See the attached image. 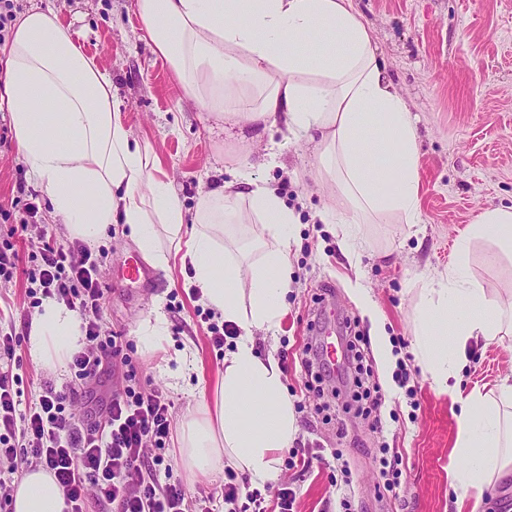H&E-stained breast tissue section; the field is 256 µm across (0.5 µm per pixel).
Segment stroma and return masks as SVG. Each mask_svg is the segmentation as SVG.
<instances>
[{
    "mask_svg": "<svg viewBox=\"0 0 512 512\" xmlns=\"http://www.w3.org/2000/svg\"><path fill=\"white\" fill-rule=\"evenodd\" d=\"M134 0H14L15 12L32 6L53 9L70 24L85 51L107 68L112 87L127 111L140 143L150 145L180 197L194 214L201 191L232 180L241 149L236 137L188 100L162 59L141 40ZM372 34L385 74L416 118L419 137V221L363 224L353 247H345L333 225L318 210L328 206L329 187L318 183L311 155L302 143L284 142L280 133L258 138L244 127L246 139H259L278 162L260 175L274 184L300 216L292 245L293 285L279 328L258 334L261 354L287 356L284 371L299 426L296 447L308 450L309 466L282 468L265 496L274 512L281 486L296 492V512H341L348 499L352 512H512V487L471 496L457 505L449 471L460 406L438 393L423 373L412 320L428 278L456 264L461 232L491 206L512 205V0H354ZM240 135V136H241ZM9 115L0 112V238H6L26 203L39 208L35 226L20 252L35 251L40 234L67 241L63 225L50 214L41 188L26 179ZM103 288L102 316L127 346L136 381L162 389L173 421L192 408L201 391L211 390L223 367L209 339L199 306L188 292L191 270L171 262L153 269L148 287L129 288L116 277L137 249L125 224L112 225L99 243ZM468 271L498 294L512 298V257L490 244L471 246ZM30 284L22 274L0 280V330L27 337L37 311L30 305ZM335 301L336 311L355 323L367 340L366 387L380 388L382 430L347 395L333 396L335 380L313 387L302 366L304 345L313 343L320 299ZM168 323L171 361L160 367L142 353L138 325L153 312ZM181 379L172 382L169 370ZM15 373L23 379V401L33 404L46 386L76 389L73 411L97 409L108 390L125 386L122 371L88 386L70 371L52 374L34 365L26 345L16 349ZM512 378V335L469 356L459 387L487 393ZM401 463L395 493L378 496L375 457L380 449ZM170 481L185 492L187 512L208 499L211 512H224L221 489L228 471L217 467L190 475L170 442Z\"/></svg>",
    "mask_w": 512,
    "mask_h": 512,
    "instance_id": "1",
    "label": "stroma"
}]
</instances>
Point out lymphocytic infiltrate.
I'll return each instance as SVG.
<instances>
[{"mask_svg": "<svg viewBox=\"0 0 512 512\" xmlns=\"http://www.w3.org/2000/svg\"><path fill=\"white\" fill-rule=\"evenodd\" d=\"M36 214V206H28L0 242V278L24 274L43 297L79 313L87 344L72 355L69 369L77 380L95 382L127 360L121 336L102 323L99 258L80 241L48 239L24 264L15 241ZM20 383L12 370L0 369V458L39 460L63 489L70 512H87L91 499L114 512H184V491L165 480L171 403L162 390L126 386L111 394L102 419L86 420L72 412L76 391L69 386L48 389L21 410ZM149 448L155 451L150 459Z\"/></svg>", "mask_w": 512, "mask_h": 512, "instance_id": "obj_1", "label": "lymphocytic infiltrate"}]
</instances>
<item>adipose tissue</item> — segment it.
<instances>
[{
    "instance_id": "obj_1",
    "label": "adipose tissue",
    "mask_w": 512,
    "mask_h": 512,
    "mask_svg": "<svg viewBox=\"0 0 512 512\" xmlns=\"http://www.w3.org/2000/svg\"><path fill=\"white\" fill-rule=\"evenodd\" d=\"M143 40L169 66L184 94L230 127L278 130L311 149L316 176L335 189L341 240L377 219L419 216L416 121L386 80L384 65L353 0H136ZM10 115L20 159L45 191L71 238L93 244L125 224L144 259L191 268L201 306L239 335L224 355L213 396H201L178 433L186 470L216 463L253 485L276 481L281 452L299 427L274 355L254 334L274 330L286 311L291 244L298 215L255 171L275 154L241 156L236 184L201 192L187 214L155 153L133 138L112 77L86 55L71 27L39 6L17 14L0 46V111ZM384 160L371 161L373 151ZM260 225L245 235L247 225ZM512 253V205L483 210L457 243L459 267L433 281L413 322L433 387L461 405L451 471L458 502L512 479V383L497 397L461 393L452 383L469 343L512 334V302L466 279L473 242ZM80 320L55 301L30 323L28 353L52 373L83 346ZM12 512H66L45 467L25 469Z\"/></svg>"
}]
</instances>
